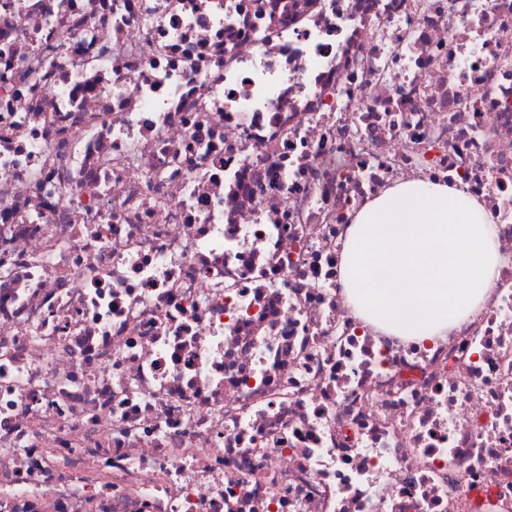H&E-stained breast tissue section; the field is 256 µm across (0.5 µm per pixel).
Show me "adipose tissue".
Instances as JSON below:
<instances>
[{
  "label": "adipose tissue",
  "instance_id": "1",
  "mask_svg": "<svg viewBox=\"0 0 512 512\" xmlns=\"http://www.w3.org/2000/svg\"><path fill=\"white\" fill-rule=\"evenodd\" d=\"M499 265L488 211L456 187L409 180L351 216L341 276L356 320L423 343L484 307Z\"/></svg>",
  "mask_w": 512,
  "mask_h": 512
}]
</instances>
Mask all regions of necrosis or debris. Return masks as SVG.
I'll return each instance as SVG.
<instances>
[{"instance_id": "4bbe7bcc", "label": "necrosis or debris", "mask_w": 512, "mask_h": 512, "mask_svg": "<svg viewBox=\"0 0 512 512\" xmlns=\"http://www.w3.org/2000/svg\"><path fill=\"white\" fill-rule=\"evenodd\" d=\"M1 77L0 512H512V0H0ZM409 179L501 257L433 343L341 285Z\"/></svg>"}]
</instances>
